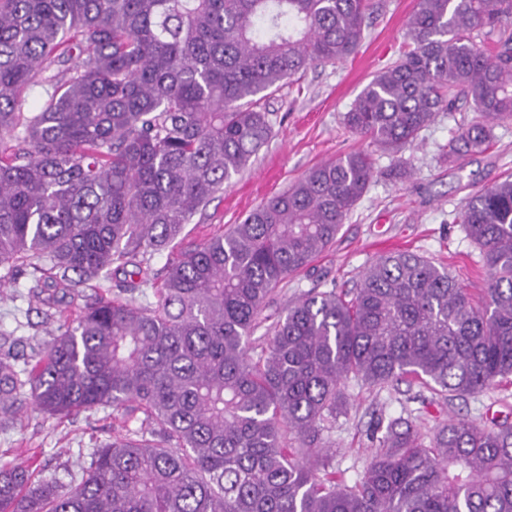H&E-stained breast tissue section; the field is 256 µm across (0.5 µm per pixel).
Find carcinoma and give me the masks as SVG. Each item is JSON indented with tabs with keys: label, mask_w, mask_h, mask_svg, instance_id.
Returning <instances> with one entry per match:
<instances>
[{
	"label": "carcinoma",
	"mask_w": 512,
	"mask_h": 512,
	"mask_svg": "<svg viewBox=\"0 0 512 512\" xmlns=\"http://www.w3.org/2000/svg\"><path fill=\"white\" fill-rule=\"evenodd\" d=\"M368 8L0 0V294L24 269L45 319L78 307L24 358L27 324L0 330V414L145 415L66 484L1 466L0 512H512L507 418H450L428 445L412 416L380 418V451L352 482L323 452L348 381L416 384L449 402L512 376V175L455 216L483 253L479 299L447 267L396 251L349 291L289 304L251 346L265 301L336 241L366 193L363 151L312 167L155 281L154 257L271 139L263 100L354 55ZM511 19L512 0H418L406 48L345 126L406 176L400 154L464 103L475 117L446 157L486 151L495 124L512 121ZM34 86L45 98L26 112Z\"/></svg>",
	"instance_id": "carcinoma-1"
}]
</instances>
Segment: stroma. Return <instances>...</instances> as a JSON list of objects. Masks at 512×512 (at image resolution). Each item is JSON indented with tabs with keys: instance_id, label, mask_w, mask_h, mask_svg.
<instances>
[{
	"instance_id": "stroma-1",
	"label": "stroma",
	"mask_w": 512,
	"mask_h": 512,
	"mask_svg": "<svg viewBox=\"0 0 512 512\" xmlns=\"http://www.w3.org/2000/svg\"><path fill=\"white\" fill-rule=\"evenodd\" d=\"M416 4L417 0H370L371 19L358 52L340 64L310 66L268 100L272 138L185 227L184 245L204 243L285 191L313 166L358 149L370 155L375 176L366 194L335 243L307 270L288 276L266 300L259 315L261 326L252 336L254 345H263L267 327L284 315L289 303L313 290L353 287L360 272L388 252L410 250L443 263L472 293L485 287L483 254L454 216L468 196L512 174V122L495 125L487 152L451 163L444 156L448 143L473 113L466 108L439 113L421 130L416 144L404 151L413 169L406 179L398 177L391 155L343 125L344 113L373 75L399 58L405 25ZM30 284L28 276H20L0 300V326L28 316L29 336L43 345L50 341L52 327L39 309L30 308L25 297ZM345 392L347 404L325 438L334 466L350 479L362 473L379 448L380 417L412 410L427 429L453 416L481 424L512 416V383L507 382L447 404L428 401L426 392L403 387L377 392L351 381ZM142 419L138 411L121 416L108 409L58 419L29 407L17 420L0 423V464L16 462L37 478L65 482L78 472L91 448L122 428L139 429Z\"/></svg>"
}]
</instances>
